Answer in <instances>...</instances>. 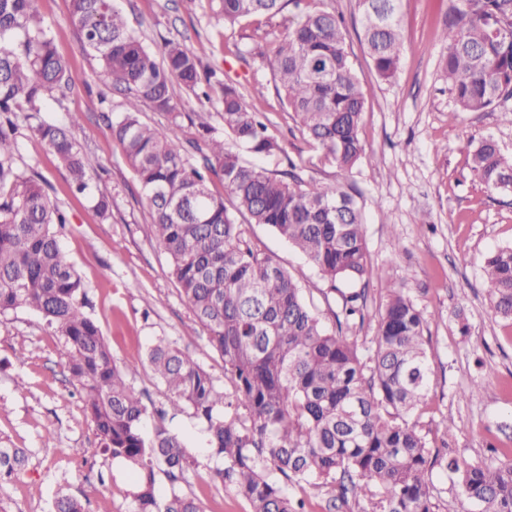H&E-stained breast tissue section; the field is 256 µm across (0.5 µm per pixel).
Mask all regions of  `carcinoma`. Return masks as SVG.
<instances>
[{
    "label": "carcinoma",
    "instance_id": "obj_1",
    "mask_svg": "<svg viewBox=\"0 0 512 512\" xmlns=\"http://www.w3.org/2000/svg\"><path fill=\"white\" fill-rule=\"evenodd\" d=\"M224 25L272 20L288 4L297 13L253 55L270 66L282 101L301 134L344 176L365 157L359 135L366 97L336 11L306 0H209ZM400 0H357L359 39L378 79L397 73L404 40ZM441 30L442 71L454 108L482 112L512 96V0H451ZM84 46L100 60L99 80L123 93L124 112L109 121L150 209L148 234L163 248L171 273L208 346L224 360L219 384L188 350L160 338L147 361L167 392L152 436L141 430L147 407L128 382L135 367H117L97 322L85 311L87 288L60 244L69 223L42 180L16 166L18 113L71 175L90 191L85 157L65 124L37 120L44 97L64 94L68 62L38 16L36 0H0V315L23 307L63 338L61 354L79 386L101 452L136 479L132 512H200L182 490L198 467L183 437L165 424L189 411L208 435L221 466L213 479L252 505V512H303L293 494L307 485L329 494V512L366 500L365 512H439L428 485L436 466L456 479L460 502L477 512H512V464L468 462L437 450L411 414L424 402L429 365L426 318L401 288H387L370 346L360 351L343 327L364 325L366 287L380 278L368 261L363 217L341 184L313 183L296 169L271 172L243 154L275 156L282 141L239 85L202 69L178 38L161 52L131 32L112 0H71ZM200 102L220 92L222 129L202 122L187 136L186 113L173 88ZM167 115L166 131L142 122L143 106ZM471 171L488 191L512 190V155L492 138L470 147ZM220 183L224 194L211 186ZM262 224L301 252L338 292L336 327H326L278 259L258 250L241 221ZM483 273L493 313L512 321V245L492 250ZM27 462V450L0 443V480ZM168 481L156 489V474ZM53 512H84L58 496Z\"/></svg>",
    "mask_w": 512,
    "mask_h": 512
}]
</instances>
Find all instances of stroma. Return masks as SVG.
<instances>
[{
    "label": "stroma",
    "instance_id": "stroma-1",
    "mask_svg": "<svg viewBox=\"0 0 512 512\" xmlns=\"http://www.w3.org/2000/svg\"><path fill=\"white\" fill-rule=\"evenodd\" d=\"M325 2L344 17L347 49L367 92L360 127L366 158L345 179L363 214L369 260L384 272L382 282L368 287L367 307L383 302L385 287L392 285L427 317L431 374L420 422L430 448L447 447L468 461L512 462V323L494 316L482 274L485 255L512 244V192H487L471 172L466 149L467 142L490 137L512 152V97L449 122L452 98L440 71L439 35L451 0H401L405 53L388 82L376 77L355 34L356 0ZM112 4L150 48L181 38L203 65L242 84L247 102L265 113L270 131L283 141V153L259 158V165L281 171L293 164L304 179L319 182L340 178L298 130L269 68L253 58L252 26L225 28L209 0ZM36 7L72 72L65 98L47 99L40 117L62 124L80 113L75 136L88 159L91 191L73 193L56 156L25 127L17 137V162L35 170L50 198L69 214L62 247L89 290L90 313L115 360L137 368L131 382L151 409L143 422L149 432L166 392L146 360L148 345L160 337L175 341L219 381L224 361L208 347L205 330L181 298L167 255L146 233L150 214L143 192L107 126L122 112L123 95L98 81L100 62L85 49L69 0H36ZM101 194L112 199L105 221L94 210L93 199ZM419 215L424 223H416ZM247 231L299 282L320 319L333 325L339 294L269 227L251 224ZM61 344L27 309L0 315V439L29 451L26 466L0 481V512H52L61 491L78 498L85 512H129L134 478L101 454ZM18 350L24 361L16 360ZM166 424L187 438L199 461L185 491L202 512H252L248 501L213 481L216 463L207 457L197 421L184 412Z\"/></svg>",
    "mask_w": 512,
    "mask_h": 512
}]
</instances>
